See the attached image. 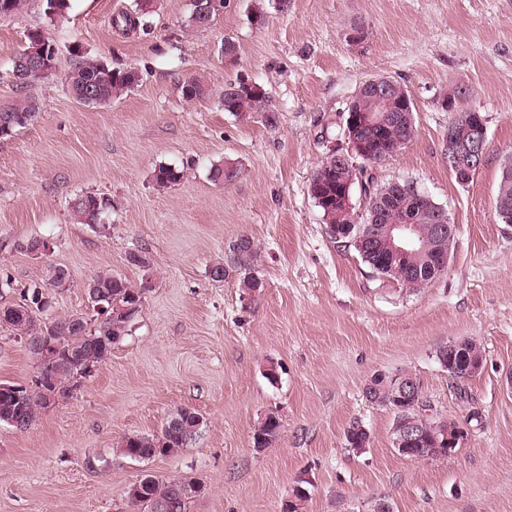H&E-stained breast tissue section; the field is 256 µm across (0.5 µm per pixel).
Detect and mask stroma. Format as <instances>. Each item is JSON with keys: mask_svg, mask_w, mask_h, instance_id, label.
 <instances>
[{"mask_svg": "<svg viewBox=\"0 0 512 512\" xmlns=\"http://www.w3.org/2000/svg\"><path fill=\"white\" fill-rule=\"evenodd\" d=\"M135 0H68L48 17L46 0L0 17V109L30 96L34 121L0 138V309L68 268L43 321L83 311L84 282L102 270L143 287L141 314L73 397L26 430L0 425V512H139L128 490L143 474L192 477L202 492L187 512H283L295 488L304 512H512V224L495 215L500 167L512 156V0H223L208 28L186 31L190 0H155L149 34H124L113 16ZM265 22L254 25V13ZM365 30L350 41L352 27ZM57 49L56 70L19 86L10 77L26 34ZM238 55L225 61L224 40ZM82 56L132 67L140 80L106 106L78 103L65 74ZM404 84L416 138L373 169L378 181H413L456 226L445 275L409 292L328 235L308 193L321 160L342 149L343 114L365 80ZM192 77L215 94L182 95ZM260 86L276 125L225 112L226 82ZM471 90L488 118V149L474 179L456 182L444 140L448 85ZM231 161L236 181L213 182ZM184 169L160 189L155 168ZM111 196L99 233L75 223L72 200ZM258 243L262 288L208 269L241 236ZM47 241L42 255L27 241ZM139 251L148 267L128 265ZM470 339L482 370L453 383L437 351ZM276 367L277 381L266 377ZM411 372L433 417L464 437L441 460H409L392 446L393 412L371 404L373 374ZM38 362L0 325V383L31 384ZM180 408L203 419L190 446L136 461L119 453L129 433L158 431ZM278 415L271 447L252 444L255 425ZM371 434L352 452L345 431Z\"/></svg>", "mask_w": 512, "mask_h": 512, "instance_id": "obj_1", "label": "stroma"}]
</instances>
